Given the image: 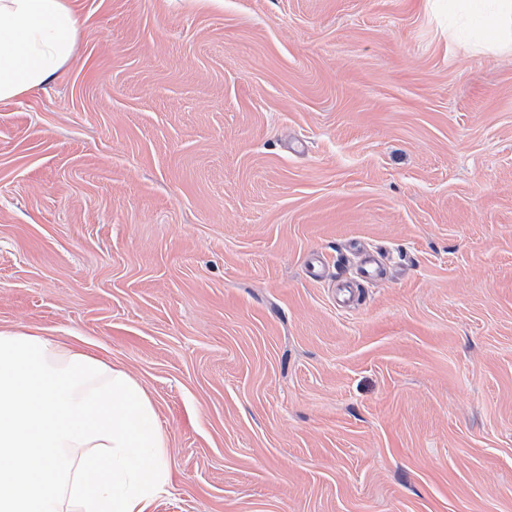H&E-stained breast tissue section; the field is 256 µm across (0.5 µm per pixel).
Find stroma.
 Instances as JSON below:
<instances>
[{"label":"stroma","instance_id":"1","mask_svg":"<svg viewBox=\"0 0 512 512\" xmlns=\"http://www.w3.org/2000/svg\"><path fill=\"white\" fill-rule=\"evenodd\" d=\"M78 3L0 102V331L140 382L152 512H512V53L447 0Z\"/></svg>","mask_w":512,"mask_h":512}]
</instances>
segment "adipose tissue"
Returning a JSON list of instances; mask_svg holds the SVG:
<instances>
[{
  "label": "adipose tissue",
  "instance_id": "adipose-tissue-1",
  "mask_svg": "<svg viewBox=\"0 0 512 512\" xmlns=\"http://www.w3.org/2000/svg\"><path fill=\"white\" fill-rule=\"evenodd\" d=\"M476 49L512 50V0H448ZM74 0H0V102L72 58ZM167 436L142 386L79 346L0 331V512H150L171 484Z\"/></svg>",
  "mask_w": 512,
  "mask_h": 512
}]
</instances>
